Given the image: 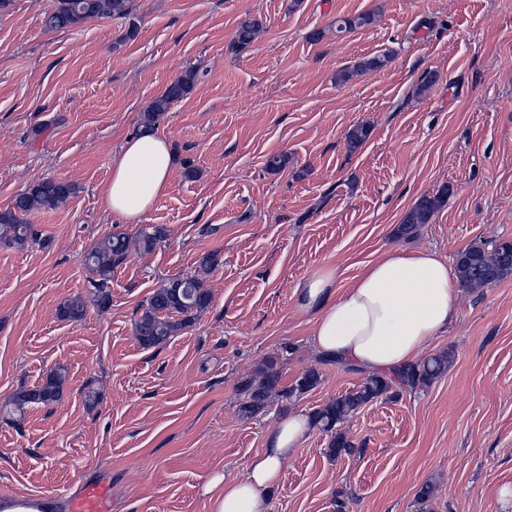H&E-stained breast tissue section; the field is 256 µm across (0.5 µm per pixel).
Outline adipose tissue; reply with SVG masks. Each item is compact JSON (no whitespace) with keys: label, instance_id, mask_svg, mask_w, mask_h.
Instances as JSON below:
<instances>
[{"label":"adipose tissue","instance_id":"obj_1","mask_svg":"<svg viewBox=\"0 0 512 512\" xmlns=\"http://www.w3.org/2000/svg\"><path fill=\"white\" fill-rule=\"evenodd\" d=\"M173 166L166 137L130 138L112 164L102 195L105 210L121 218L144 213L163 194ZM336 279L332 268L313 272L299 284L297 304L312 317V348L357 371L392 373L414 363L457 318L456 279L432 249H394L367 265L342 292ZM308 430L306 417L290 414L269 431L245 478L214 475L206 488L212 512H267V496Z\"/></svg>","mask_w":512,"mask_h":512}]
</instances>
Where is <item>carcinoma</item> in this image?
<instances>
[{"label":"carcinoma","instance_id":"carcinoma-1","mask_svg":"<svg viewBox=\"0 0 512 512\" xmlns=\"http://www.w3.org/2000/svg\"><path fill=\"white\" fill-rule=\"evenodd\" d=\"M132 10V0H53L44 12V29L48 32L75 28L90 19L125 17ZM373 23L369 13H360L336 20V35L352 33ZM263 28V19L248 16L239 22L231 44V51L241 53L250 48L257 33ZM391 55L383 53L359 61L353 68L336 74V81L347 83L365 71L386 68ZM196 73L188 70L174 79L165 90L154 98L143 113L136 133L152 134L164 112L182 99L193 87ZM76 194L73 184L52 178L31 182L5 210H0V243L23 247L36 237L32 225L24 216L32 211L53 210ZM448 190L434 196L425 195L405 214L398 226V234L409 236L419 224H426L442 207ZM168 236L167 227L157 224L139 232L136 243L139 250L151 252ZM130 253V238L123 232H114L99 240L83 256V262L95 274L89 280V289L96 307L104 311L111 305L109 282L112 273L121 266ZM456 275L459 286L469 291L487 288L512 275V240H489L473 244L457 255ZM211 302V293L200 277L173 278L161 283L152 292L135 322V336L144 348L166 343L178 331L190 326L197 314ZM85 299L76 295L65 299L58 308L59 317L79 321L86 315ZM453 361L452 353L443 351L421 362H415L390 376L372 373L364 377L357 389L342 394L312 414V423L329 434L327 455L339 458L352 447L345 431L339 429L363 406L385 396L393 397V388L414 390L430 386L441 378ZM321 382L315 369L303 373L289 387L281 386L277 360H265L253 375L241 378L236 386L239 395V413L251 418L263 413L277 397L285 400L300 396L316 388ZM66 375L61 369L47 372L42 382L24 389L3 405L6 413L24 414L33 406H49L63 398Z\"/></svg>","mask_w":512,"mask_h":512}]
</instances>
